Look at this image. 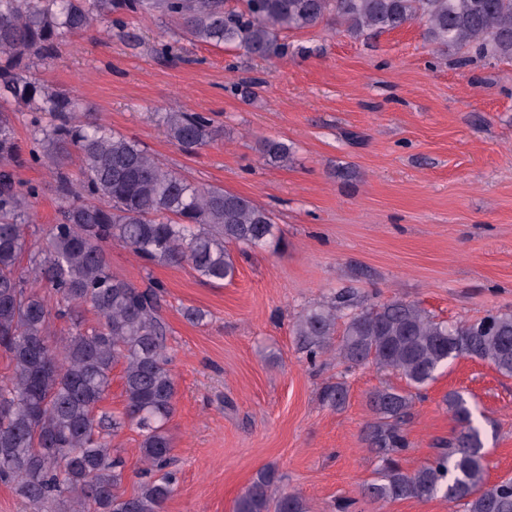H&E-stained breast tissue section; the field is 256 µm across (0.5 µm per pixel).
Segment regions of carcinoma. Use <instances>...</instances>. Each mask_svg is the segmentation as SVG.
Here are the masks:
<instances>
[{
	"mask_svg": "<svg viewBox=\"0 0 512 512\" xmlns=\"http://www.w3.org/2000/svg\"><path fill=\"white\" fill-rule=\"evenodd\" d=\"M158 15L176 24L173 43L232 45L268 60L282 57L285 30L325 18L353 36L417 23L427 39L472 57L512 59V0H0V350L12 371L0 381V483L10 484L33 512H163L174 492L172 417L176 382L168 368L166 293L112 274L107 246L117 244L151 264L187 263L213 284L233 280L231 245L258 247L273 237L274 217L253 200L218 187H199L169 170L141 144L81 119L77 96L35 76L61 45L97 19L124 30L128 20ZM29 117L28 158L21 155L14 116ZM169 139L185 152L213 141L200 112H166ZM263 156L286 163L287 144L262 142ZM78 173L68 171L72 156ZM54 166L58 217L43 241L28 240L32 202L40 187L21 183L24 161ZM34 250L30 266L21 256ZM36 280L49 297L30 289ZM338 296L298 316L294 335L310 362L333 351L353 368L372 363L399 373L406 388L370 392L364 441L376 455L377 477L361 494L387 504L440 496L463 512H512V479L488 484L485 450L468 401L445 398L459 428L431 460L413 472L401 464L410 448L404 426L415 393L450 359H479L512 377V312L450 324L414 302L395 298L342 315ZM99 320L85 326L82 309ZM68 317L72 331L51 340V319ZM346 318L341 334L337 321ZM122 367L125 409L99 411ZM348 387L326 385L321 402L343 407ZM134 424L144 464L138 489L119 492L125 464L111 440ZM265 468L238 497L235 512H307L297 494L280 490Z\"/></svg>",
	"mask_w": 512,
	"mask_h": 512,
	"instance_id": "obj_1",
	"label": "carcinoma"
}]
</instances>
